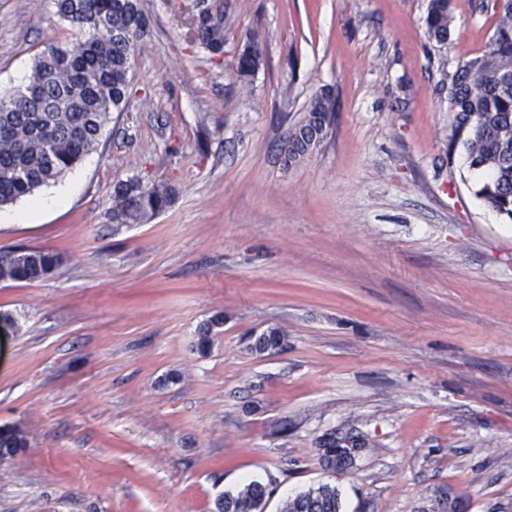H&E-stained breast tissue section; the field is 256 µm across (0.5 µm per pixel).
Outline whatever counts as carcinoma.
<instances>
[{
  "label": "carcinoma",
  "instance_id": "cac0c4a2",
  "mask_svg": "<svg viewBox=\"0 0 512 512\" xmlns=\"http://www.w3.org/2000/svg\"><path fill=\"white\" fill-rule=\"evenodd\" d=\"M498 2L490 48L450 76L449 103L453 135L448 153L462 147L469 167L489 173L477 191L497 213L512 220V0ZM55 15L67 24L72 40L52 42L34 59L26 84L0 92V205L33 195L56 181L100 144L114 112L129 105L128 73L146 20L139 0H53ZM429 40L449 39L454 23L452 0H428L424 19ZM189 40L212 55L224 54V20L204 8L191 16ZM264 58L256 31L248 33L236 62L241 78L256 75ZM335 112L331 95L311 98L303 117L292 127L282 151L292 164L312 154L328 133ZM177 188L138 178L118 182L112 193L116 224H147L176 200ZM57 254L20 248L0 256V281L32 283L53 274ZM224 315L206 319L198 329L197 350L209 351ZM284 333L269 328L251 349L281 346ZM28 446L18 425L0 427V458H14ZM357 442L333 441L324 452L326 464L336 456L356 458ZM269 492L253 482L215 503L216 512H258ZM283 512H341L336 488L322 485L289 499Z\"/></svg>",
  "mask_w": 512,
  "mask_h": 512
}]
</instances>
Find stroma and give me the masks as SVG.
<instances>
[{"label": "stroma", "mask_w": 512, "mask_h": 512, "mask_svg": "<svg viewBox=\"0 0 512 512\" xmlns=\"http://www.w3.org/2000/svg\"><path fill=\"white\" fill-rule=\"evenodd\" d=\"M224 16V54L186 36ZM427 0H140L130 103L97 150L40 195L0 207V249L59 254L0 282V512H212L257 481L266 512L323 484L343 512H512V222L449 153V74L489 48L494 10L454 0L446 44ZM265 65L234 74L246 33ZM69 28L51 0H0V91ZM408 83L407 103L398 101ZM335 119L295 165L281 148L309 100ZM169 181L147 224L112 220L115 183ZM220 313L208 355L196 329ZM282 345L257 353L256 334ZM359 439L354 468L326 467ZM28 446L26 432L17 425L0 427V458H14Z\"/></svg>", "instance_id": "stroma-1"}]
</instances>
